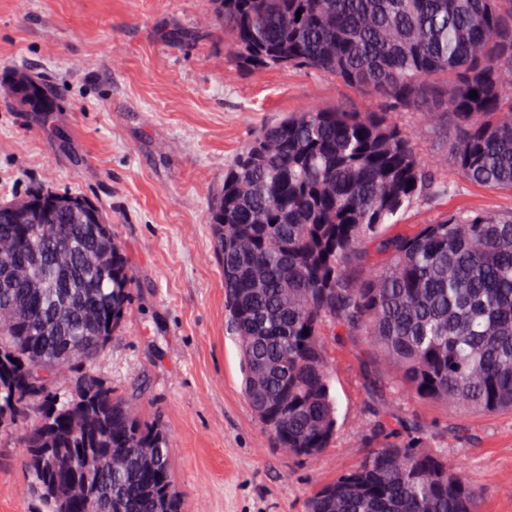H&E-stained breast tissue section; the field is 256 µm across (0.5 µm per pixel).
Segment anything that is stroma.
Wrapping results in <instances>:
<instances>
[{
  "mask_svg": "<svg viewBox=\"0 0 512 512\" xmlns=\"http://www.w3.org/2000/svg\"><path fill=\"white\" fill-rule=\"evenodd\" d=\"M213 8V0H0V199L38 183L80 191L107 210L137 286L94 371L163 422L182 512H306L315 486L380 443L361 436L372 418L365 355L328 345L338 408L332 446L313 460L279 448L242 393L208 213L225 169L265 126L313 107L381 106L328 74L285 68L236 77ZM18 73L43 84L56 112H27L8 96ZM396 119L416 151L440 158V173L452 176L438 132L413 112ZM510 209L512 193L467 183L389 231L414 233L447 211ZM385 400L428 446L467 467L478 512H512V411L463 415L392 392ZM24 431L0 435V512L32 510Z\"/></svg>",
  "mask_w": 512,
  "mask_h": 512,
  "instance_id": "obj_1",
  "label": "stroma"
}]
</instances>
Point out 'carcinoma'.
<instances>
[{
  "label": "carcinoma",
  "instance_id": "obj_1",
  "mask_svg": "<svg viewBox=\"0 0 512 512\" xmlns=\"http://www.w3.org/2000/svg\"><path fill=\"white\" fill-rule=\"evenodd\" d=\"M215 21L237 74H330L383 102L292 113L224 171L208 224L263 428L297 458L331 447L330 338L366 346L373 397L512 411V210L388 232L462 182L512 192V0H215ZM11 93L28 112L56 111L26 76ZM404 111L444 131L458 179L415 151L395 119ZM25 200L38 223H12V200L0 199V432L29 424L35 512H77L85 494L110 512H182L164 425L92 368L134 288L106 210L48 187ZM372 416L384 443L316 487L307 512H477L454 457L390 410Z\"/></svg>",
  "mask_w": 512,
  "mask_h": 512
}]
</instances>
